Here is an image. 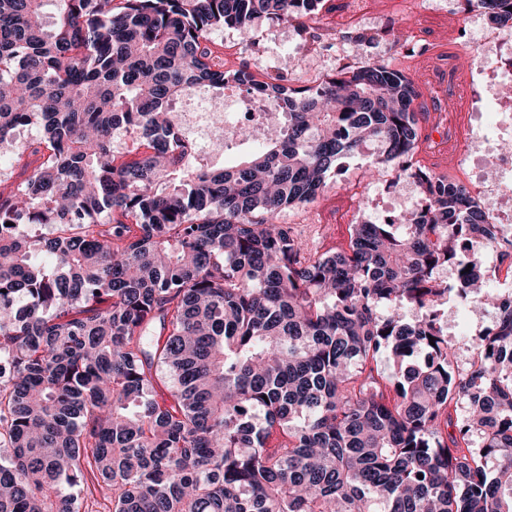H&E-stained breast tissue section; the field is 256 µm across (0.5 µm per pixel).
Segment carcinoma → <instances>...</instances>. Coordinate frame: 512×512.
I'll use <instances>...</instances> for the list:
<instances>
[{
  "label": "carcinoma",
  "instance_id": "1",
  "mask_svg": "<svg viewBox=\"0 0 512 512\" xmlns=\"http://www.w3.org/2000/svg\"><path fill=\"white\" fill-rule=\"evenodd\" d=\"M320 3L0 0V143L34 157L0 178V512H82L90 474L107 512H512V297L464 369L438 309L484 304L481 256L512 239L412 167V81L367 63L292 87L207 46ZM465 4L512 24V0ZM229 87L287 119L218 167L174 105ZM367 141L425 208L323 253L275 222Z\"/></svg>",
  "mask_w": 512,
  "mask_h": 512
}]
</instances>
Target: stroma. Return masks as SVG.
<instances>
[{
  "label": "stroma",
  "mask_w": 512,
  "mask_h": 512,
  "mask_svg": "<svg viewBox=\"0 0 512 512\" xmlns=\"http://www.w3.org/2000/svg\"><path fill=\"white\" fill-rule=\"evenodd\" d=\"M493 30L495 43L482 59L471 50L475 29ZM211 41L222 44L233 65L247 66L258 79L287 77L296 87L306 85L317 70L330 76L345 65L375 62L408 74L415 82L420 139L413 162L422 169L465 186L472 195L491 196L502 206L512 205V179L495 174L491 157L470 159L468 124L477 135L497 140L501 132L493 113H512V29L493 27L485 14L466 9L463 0H421L412 10L403 0H322L318 11L303 21L260 22L251 30L213 32ZM461 59L470 95L460 105L447 103L430 111L429 100L448 96V88L436 80L432 65L448 55ZM380 151L368 143L330 172L325 191L303 207L281 213L280 223L319 250L346 246L349 227L370 222L383 224L396 216L422 208L418 189L397 164L376 165ZM448 332L458 342L457 361L470 359L469 340L492 327L495 313L472 314L460 301L448 305Z\"/></svg>",
  "instance_id": "stroma-1"
}]
</instances>
